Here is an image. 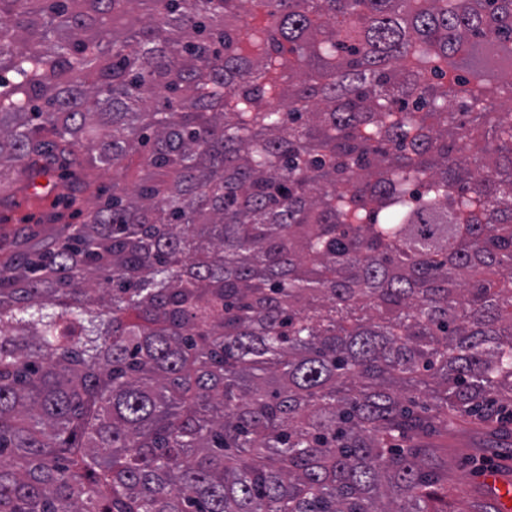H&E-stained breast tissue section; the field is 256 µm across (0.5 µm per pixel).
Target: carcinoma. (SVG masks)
<instances>
[{
  "instance_id": "cac0c4a2",
  "label": "carcinoma",
  "mask_w": 512,
  "mask_h": 512,
  "mask_svg": "<svg viewBox=\"0 0 512 512\" xmlns=\"http://www.w3.org/2000/svg\"><path fill=\"white\" fill-rule=\"evenodd\" d=\"M512 0H0V512H448L511 448ZM20 187L13 204L0 208V218L2 214H12V220L0 222L2 259L4 254L14 249L12 244L15 241L55 237L64 224H80L82 221L71 216L70 211L65 209L63 199L58 195L55 198L54 192L38 190L40 195L36 198L31 195L32 190L24 189L23 184ZM461 423L448 433V500L463 512H512V467L510 475L498 468H488L481 475V488L477 485L479 474L471 463L472 457L496 458L500 454L511 456L494 448H482L481 429ZM488 497H487V496ZM491 504H490V500Z\"/></svg>"
}]
</instances>
